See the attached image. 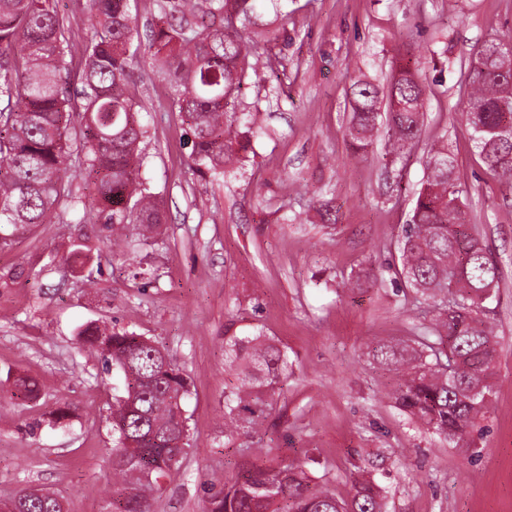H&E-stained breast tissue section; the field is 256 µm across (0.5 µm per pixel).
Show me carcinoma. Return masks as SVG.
<instances>
[{
    "instance_id": "1",
    "label": "carcinoma",
    "mask_w": 512,
    "mask_h": 512,
    "mask_svg": "<svg viewBox=\"0 0 512 512\" xmlns=\"http://www.w3.org/2000/svg\"><path fill=\"white\" fill-rule=\"evenodd\" d=\"M129 0H92L79 136L73 123L65 39L51 0H0V248L51 219L64 220L82 206L95 213L135 253L167 222L158 194L140 178V143L147 130L128 93L130 49L138 30ZM256 0H160L151 47L172 87V105L191 135L190 159L201 175L222 178L243 162L254 136L260 103L241 109L242 87L257 63L245 31L254 24ZM484 72L469 71L470 91L461 119L472 130L487 169L512 184V102L503 105L512 59L487 56ZM427 85L419 62L392 74L384 139L389 154L403 155L419 140ZM378 89L364 80L351 86L350 146L364 153L379 132ZM83 156L87 195L72 196V153ZM448 147L428 152L427 179L417 193L399 240L400 274L426 297L448 293L434 307L421 335L377 343L373 358L397 371L392 395L426 430L448 440L472 428L487 407L488 377L495 367V335L482 296L497 286L495 261L479 239L466 235L463 190ZM81 340L118 373L112 404L111 512H152L159 478L178 469L189 443L183 401L186 377L154 341L126 330L88 325ZM224 365L238 385L224 393V441L256 433L288 378V355L256 331L224 337ZM348 499L317 490L299 464L267 465L245 452L238 473L210 486L205 512H385V490L361 475ZM19 512H65L49 492L22 491Z\"/></svg>"
}]
</instances>
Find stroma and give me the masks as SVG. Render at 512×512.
<instances>
[{"instance_id": "35a3bbf8", "label": "stroma", "mask_w": 512, "mask_h": 512, "mask_svg": "<svg viewBox=\"0 0 512 512\" xmlns=\"http://www.w3.org/2000/svg\"><path fill=\"white\" fill-rule=\"evenodd\" d=\"M65 28L71 90L82 89L89 0H54ZM278 17L259 0V24L284 26L289 83L249 75L259 134L243 170L194 173L191 144L148 40L131 49V90L147 130L142 179L162 197L167 222L137 260L146 286L114 258L108 232L82 210L43 224L0 250V501L48 488L67 512H108L112 497L113 371L82 350L86 325L120 327L165 347L191 381L184 408L190 446L154 496V512H203L211 482L236 473L242 451L224 442V337L262 328L293 372L265 430L250 438L269 459L302 463L313 485L349 498L370 464L387 512H512V185L477 155L458 104L475 52L512 36V0H285ZM429 83L419 145L390 165L384 140L367 159L347 137L352 80L387 89L409 57ZM444 142L458 163L471 230L499 268L485 307L496 368L487 409L462 441L418 427L390 395L392 371L374 343L428 326L433 301L396 278L395 242ZM88 242L93 257L75 263ZM378 269L372 287L355 284ZM93 283H86L83 272ZM38 385L27 398L15 381Z\"/></svg>"}]
</instances>
